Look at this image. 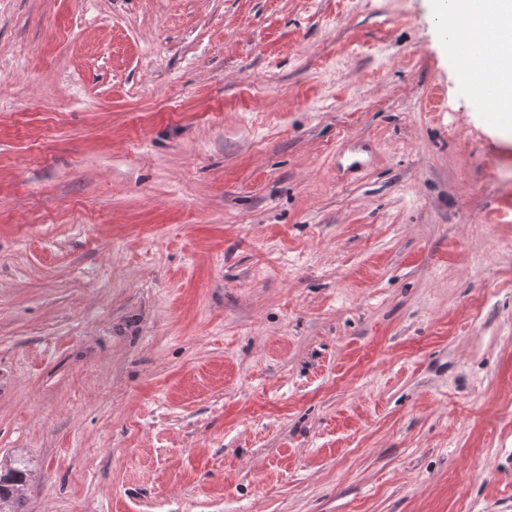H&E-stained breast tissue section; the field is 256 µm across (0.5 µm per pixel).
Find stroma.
Segmentation results:
<instances>
[{
    "mask_svg": "<svg viewBox=\"0 0 512 512\" xmlns=\"http://www.w3.org/2000/svg\"><path fill=\"white\" fill-rule=\"evenodd\" d=\"M447 18L0 0L23 512H512V114Z\"/></svg>",
    "mask_w": 512,
    "mask_h": 512,
    "instance_id": "35a3bbf8",
    "label": "stroma"
}]
</instances>
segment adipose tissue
<instances>
[{
	"label": "adipose tissue",
	"mask_w": 512,
	"mask_h": 512,
	"mask_svg": "<svg viewBox=\"0 0 512 512\" xmlns=\"http://www.w3.org/2000/svg\"><path fill=\"white\" fill-rule=\"evenodd\" d=\"M454 16L474 19L471 31L472 49L492 53L497 57L500 80L490 109L502 112L512 110V48L499 47L497 32L512 29V0H451Z\"/></svg>",
	"instance_id": "ef3b65f1"
}]
</instances>
